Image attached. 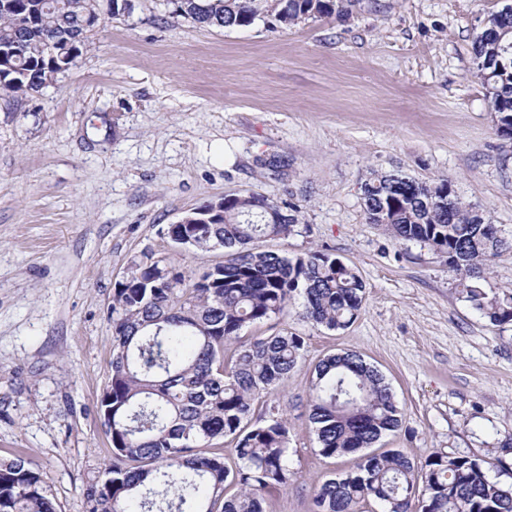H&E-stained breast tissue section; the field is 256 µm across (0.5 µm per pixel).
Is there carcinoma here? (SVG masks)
Here are the masks:
<instances>
[{
	"label": "carcinoma",
	"instance_id": "obj_1",
	"mask_svg": "<svg viewBox=\"0 0 512 512\" xmlns=\"http://www.w3.org/2000/svg\"><path fill=\"white\" fill-rule=\"evenodd\" d=\"M115 0H11L0 10V94L23 96L49 86L87 51V33ZM171 14L206 27H244L271 18L283 27L349 14L355 0H167ZM474 41L476 76L489 90L498 134L512 140V8L489 18ZM367 223L448 257L465 301L493 325L512 324V290L488 291L486 270L505 241L452 184L370 172L360 185ZM297 211L256 191L229 195L220 224L167 225L171 241L222 250L221 260L191 276L151 253L132 263L112 289V361L98 414L112 462L84 492L86 512H263L264 494L296 479L290 428L280 403L254 417L255 400L285 384L306 352L303 336L281 329L240 341L242 332L282 317L301 300L299 317L330 331L360 313L365 284L334 254L289 257L259 239L296 232ZM238 344L226 358L224 348ZM308 422L319 455L354 456L350 469L313 489L311 512H512V483L489 475L476 455L433 450L421 460L372 447L396 431L402 412L384 376L356 352L327 355L310 380ZM234 445L224 462L218 441ZM0 512H57L44 472L18 456L0 461Z\"/></svg>",
	"mask_w": 512,
	"mask_h": 512
}]
</instances>
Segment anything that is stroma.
I'll return each instance as SVG.
<instances>
[{"label":"stroma","instance_id":"1","mask_svg":"<svg viewBox=\"0 0 512 512\" xmlns=\"http://www.w3.org/2000/svg\"><path fill=\"white\" fill-rule=\"evenodd\" d=\"M512 0H359L349 16L283 28H214L136 0L48 87L0 96V459L47 475L58 512L111 459L97 412L112 359V288L143 252L200 273L219 252L165 236L185 212L261 192L297 209L273 249L325 250L354 266L358 318L329 331L288 311L307 351L278 396L298 472L266 512H310L316 483L350 466L321 457L307 419L312 369L354 351L399 402L376 451L499 456L512 436V325H492L456 288L445 255L367 223L371 171L448 179L510 248L486 285L512 289V141L497 133L473 43Z\"/></svg>","mask_w":512,"mask_h":512}]
</instances>
